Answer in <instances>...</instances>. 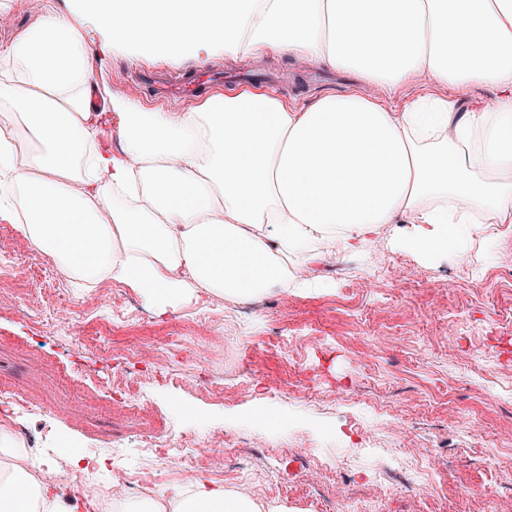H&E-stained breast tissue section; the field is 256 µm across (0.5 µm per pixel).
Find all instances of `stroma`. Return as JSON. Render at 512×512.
Wrapping results in <instances>:
<instances>
[{
	"label": "stroma",
	"instance_id": "stroma-1",
	"mask_svg": "<svg viewBox=\"0 0 512 512\" xmlns=\"http://www.w3.org/2000/svg\"><path fill=\"white\" fill-rule=\"evenodd\" d=\"M42 16L34 0H0V47ZM80 23L100 86L148 109L191 105L153 100L134 80L138 69L238 68L221 57L118 56L93 18ZM251 67L280 77L279 97L297 106L328 93H371L393 106L497 95L424 78L390 91L350 72L312 85L309 66L275 53ZM407 228L400 217L356 247L340 241L318 261L293 257L299 279L319 284L307 292L288 287L245 302L196 294L161 314L105 280L111 303L78 309L86 334L104 336L102 348L81 345L71 325L48 314L81 299L69 280L22 303L2 287L0 388L44 405L20 420L35 436L33 453L102 476L108 448L119 447L127 468L164 475L160 495L178 477L170 461L143 451L142 439L215 435L242 466L236 482H224L217 457L202 478L261 512H341L350 500L379 512H512V233L474 225L463 252L428 263L398 246ZM127 299L143 317H110ZM295 448L318 449L320 466H298ZM428 455L429 495L388 491L395 459Z\"/></svg>",
	"mask_w": 512,
	"mask_h": 512
}]
</instances>
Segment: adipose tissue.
<instances>
[{
	"label": "adipose tissue",
	"instance_id": "adipose-tissue-1",
	"mask_svg": "<svg viewBox=\"0 0 512 512\" xmlns=\"http://www.w3.org/2000/svg\"><path fill=\"white\" fill-rule=\"evenodd\" d=\"M119 53L243 63L262 53L354 71L388 89L428 76L490 86L494 109L422 98L394 110L359 94L292 106L230 88L188 112L117 94L123 154L97 147L93 54L78 21L45 15L0 60V217L83 282L125 283L159 310L195 291L249 300L313 260L406 216L400 246L431 261L463 251L471 224H512V0H79ZM454 129V138L442 137ZM0 429V512H62L56 490L17 465ZM113 512H259L206 481Z\"/></svg>",
	"mask_w": 512,
	"mask_h": 512
}]
</instances>
